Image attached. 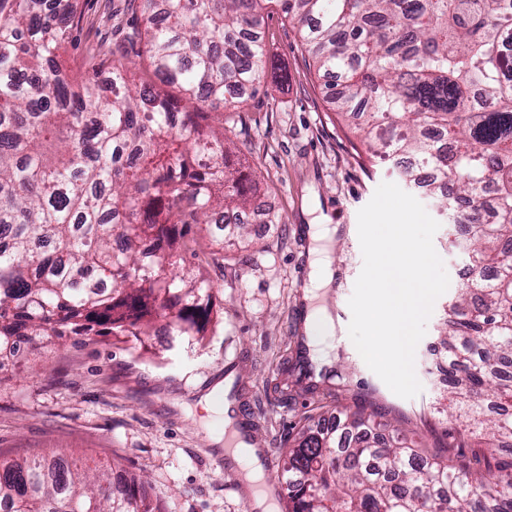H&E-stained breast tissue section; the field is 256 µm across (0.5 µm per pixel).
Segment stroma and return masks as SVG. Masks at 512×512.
<instances>
[{
	"mask_svg": "<svg viewBox=\"0 0 512 512\" xmlns=\"http://www.w3.org/2000/svg\"><path fill=\"white\" fill-rule=\"evenodd\" d=\"M84 21L66 59L85 69L101 50L125 46L138 24L134 0H79ZM265 72L243 103L230 135L232 161L254 175L256 194L282 223L248 245L220 247L205 233L183 238L185 269L214 295L211 321L194 336H110L20 343L0 365V451L93 456L114 471L142 477L160 512H246L236 478L214 463L220 425L198 402L225 372L237 374L263 447L281 476L282 450L312 416H344L356 405L387 410L427 455L464 453L485 466V448L448 417V387L433 371L444 346L442 322L467 267L464 230L441 224L433 245L450 284L435 302L415 354L419 395H395L365 364L353 342L320 339L314 360L343 364L345 388L308 392L289 385L296 339L305 333L304 291L312 256L309 225L343 228L329 245L334 272L321 303L339 329L351 320L348 301L363 266L357 213L384 182L400 183L373 158L347 120L326 100L328 78L311 66L295 29L280 13L264 24Z\"/></svg>",
	"mask_w": 512,
	"mask_h": 512,
	"instance_id": "stroma-1",
	"label": "stroma"
}]
</instances>
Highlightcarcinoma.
<instances>
[{"mask_svg": "<svg viewBox=\"0 0 512 512\" xmlns=\"http://www.w3.org/2000/svg\"><path fill=\"white\" fill-rule=\"evenodd\" d=\"M79 0H0V347L22 336L138 337L160 316L200 332L210 289L173 272L168 227L222 224L255 203L224 124L264 73L276 7L375 157L450 213L469 274L444 321L448 414L489 448L422 458L388 412L356 407L288 448L284 512H512V0H141L133 48L85 71L62 50ZM112 80L103 99L98 78ZM179 92L176 99L170 90ZM293 369L308 390L341 383ZM9 512H160L136 477L94 459L0 454Z\"/></svg>", "mask_w": 512, "mask_h": 512, "instance_id": "1", "label": "carcinoma"}]
</instances>
